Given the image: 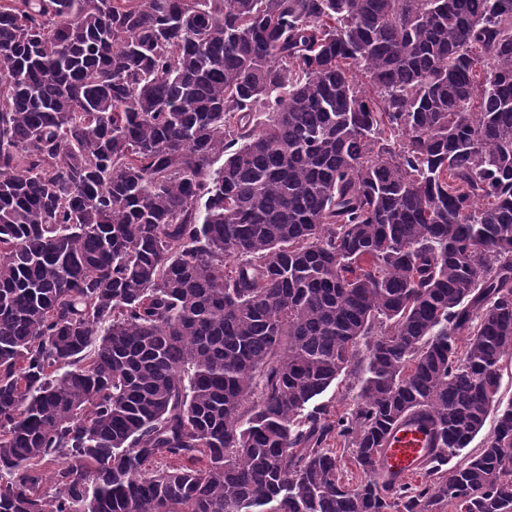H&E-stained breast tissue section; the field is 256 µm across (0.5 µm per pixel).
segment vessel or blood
<instances>
[{"label": "vessel or blood", "instance_id": "vessel-or-blood-1", "mask_svg": "<svg viewBox=\"0 0 512 512\" xmlns=\"http://www.w3.org/2000/svg\"><path fill=\"white\" fill-rule=\"evenodd\" d=\"M428 435L417 423L395 428L389 436L377 465L381 478L407 480L417 474L426 453Z\"/></svg>", "mask_w": 512, "mask_h": 512}]
</instances>
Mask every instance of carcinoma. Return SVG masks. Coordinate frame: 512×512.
I'll list each match as a JSON object with an SVG mask.
<instances>
[{
	"label": "carcinoma",
	"instance_id": "1",
	"mask_svg": "<svg viewBox=\"0 0 512 512\" xmlns=\"http://www.w3.org/2000/svg\"><path fill=\"white\" fill-rule=\"evenodd\" d=\"M509 357L512 0H0V512H512ZM428 434L417 423L395 428L383 448L377 474L386 479L405 481L417 474L426 453Z\"/></svg>",
	"mask_w": 512,
	"mask_h": 512
}]
</instances>
